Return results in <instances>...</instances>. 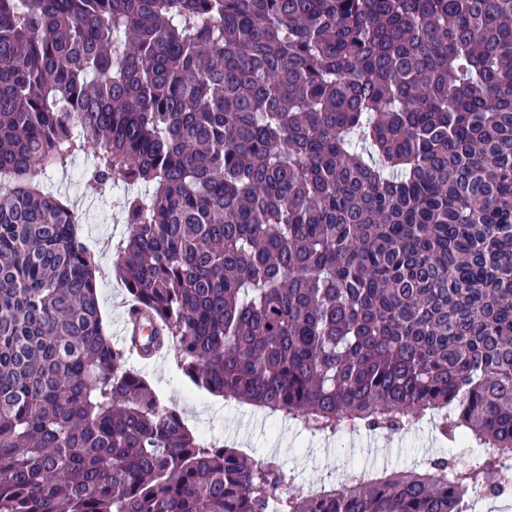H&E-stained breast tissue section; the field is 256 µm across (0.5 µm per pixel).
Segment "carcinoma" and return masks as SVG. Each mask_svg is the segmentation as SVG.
Wrapping results in <instances>:
<instances>
[{"instance_id":"carcinoma-1","label":"carcinoma","mask_w":512,"mask_h":512,"mask_svg":"<svg viewBox=\"0 0 512 512\" xmlns=\"http://www.w3.org/2000/svg\"><path fill=\"white\" fill-rule=\"evenodd\" d=\"M78 157L129 228L104 329ZM446 456L318 495L126 365ZM512 492V0H0V512H473Z\"/></svg>"}]
</instances>
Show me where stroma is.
I'll return each mask as SVG.
<instances>
[{"instance_id":"1","label":"stroma","mask_w":512,"mask_h":512,"mask_svg":"<svg viewBox=\"0 0 512 512\" xmlns=\"http://www.w3.org/2000/svg\"><path fill=\"white\" fill-rule=\"evenodd\" d=\"M89 165V160L77 159L70 173L52 174L48 184L53 191L67 195L83 218L86 242L96 252L103 270L99 284L103 322L113 342L117 343L122 337L127 294L111 274L109 243L127 232L126 225L111 220L124 193L116 189L110 199L99 198L93 187L79 177ZM137 369L164 403L181 412L190 429L253 458L284 463L292 477L288 489L295 494H305L312 484L336 485L353 466L375 476L384 470L415 466L424 457L448 455L455 458L461 453L459 445L436 438L427 422L398 435L364 429L314 434L299 422L268 416L238 401H215L212 395L192 385L172 357L138 364Z\"/></svg>"}]
</instances>
